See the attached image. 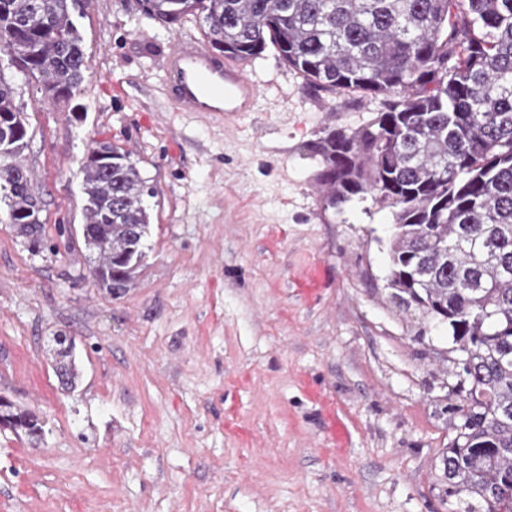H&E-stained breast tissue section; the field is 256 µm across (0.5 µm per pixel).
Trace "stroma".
Returning <instances> with one entry per match:
<instances>
[{
	"instance_id": "obj_1",
	"label": "stroma",
	"mask_w": 512,
	"mask_h": 512,
	"mask_svg": "<svg viewBox=\"0 0 512 512\" xmlns=\"http://www.w3.org/2000/svg\"><path fill=\"white\" fill-rule=\"evenodd\" d=\"M77 25L89 71L72 104L0 71L46 239L33 247L0 201V393L45 423L37 448L0 430V512H448L434 484L455 435L452 338L392 296L390 210L330 207L320 180L317 143L382 96L310 86L270 48L251 61L256 112L227 127L161 94L196 18L85 0ZM95 140L153 190L117 296L82 234ZM59 334L80 367L68 391L45 353ZM13 112H21L14 100V91L12 87L7 83L4 75L0 74V116H10L11 120H16L18 125H27L25 117H18Z\"/></svg>"
}]
</instances>
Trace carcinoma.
Returning <instances> with one entry per match:
<instances>
[{"label": "carcinoma", "instance_id": "cac0c4a2", "mask_svg": "<svg viewBox=\"0 0 512 512\" xmlns=\"http://www.w3.org/2000/svg\"><path fill=\"white\" fill-rule=\"evenodd\" d=\"M78 0H0V53L42 87L76 94L85 81ZM168 26L202 21L214 52L252 59L274 47L312 86L381 94L385 108L319 142L327 203L369 194L391 211L389 287L423 318L471 344L460 366L456 435L439 456L450 512H512V0H138ZM0 70V115L25 118ZM26 134L0 144L18 163ZM112 170L82 166L93 278L129 288L153 194L118 147ZM10 223L31 217L30 182L0 169ZM112 210V223L105 212ZM64 384L79 377L74 339L53 337ZM0 425L39 444L44 424L8 399Z\"/></svg>", "mask_w": 512, "mask_h": 512}]
</instances>
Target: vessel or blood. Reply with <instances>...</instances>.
<instances>
[{
  "mask_svg": "<svg viewBox=\"0 0 512 512\" xmlns=\"http://www.w3.org/2000/svg\"><path fill=\"white\" fill-rule=\"evenodd\" d=\"M162 90L174 111L227 125L256 111L260 97V87L243 61L212 52L190 34L165 56Z\"/></svg>",
  "mask_w": 512,
  "mask_h": 512,
  "instance_id": "1",
  "label": "vessel or blood"
}]
</instances>
